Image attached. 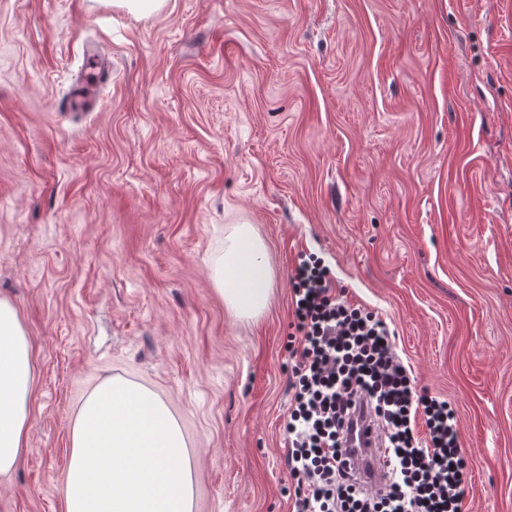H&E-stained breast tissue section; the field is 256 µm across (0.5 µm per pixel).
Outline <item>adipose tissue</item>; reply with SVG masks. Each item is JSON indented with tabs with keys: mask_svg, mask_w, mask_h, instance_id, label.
Listing matches in <instances>:
<instances>
[{
	"mask_svg": "<svg viewBox=\"0 0 512 512\" xmlns=\"http://www.w3.org/2000/svg\"><path fill=\"white\" fill-rule=\"evenodd\" d=\"M265 247L251 225H236L224 237V258L215 281L235 316L259 313L270 293ZM33 348L15 307L0 299V474L11 472L26 447L33 390Z\"/></svg>",
	"mask_w": 512,
	"mask_h": 512,
	"instance_id": "1",
	"label": "adipose tissue"
}]
</instances>
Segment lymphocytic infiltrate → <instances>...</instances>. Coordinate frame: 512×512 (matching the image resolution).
<instances>
[{
    "mask_svg": "<svg viewBox=\"0 0 512 512\" xmlns=\"http://www.w3.org/2000/svg\"><path fill=\"white\" fill-rule=\"evenodd\" d=\"M292 304L284 458L294 482L291 512H464L470 475L456 409L414 390L388 324L344 300L331 269L313 258L295 268ZM359 404L389 459L379 488L361 486L351 473L347 434Z\"/></svg>",
    "mask_w": 512,
    "mask_h": 512,
    "instance_id": "obj_1",
    "label": "lymphocytic infiltrate"
}]
</instances>
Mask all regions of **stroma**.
Here are the masks:
<instances>
[{"instance_id":"obj_1","label":"stroma","mask_w":512,"mask_h":512,"mask_svg":"<svg viewBox=\"0 0 512 512\" xmlns=\"http://www.w3.org/2000/svg\"><path fill=\"white\" fill-rule=\"evenodd\" d=\"M89 45L109 72L73 115ZM244 222L272 271L252 318L211 260ZM309 255L453 403L466 512H512V0H0V298L35 375L0 512H61L72 421L113 378L178 421L193 512H289ZM167 0H113L112 8L126 9L136 15L149 17L165 7Z\"/></svg>"}]
</instances>
